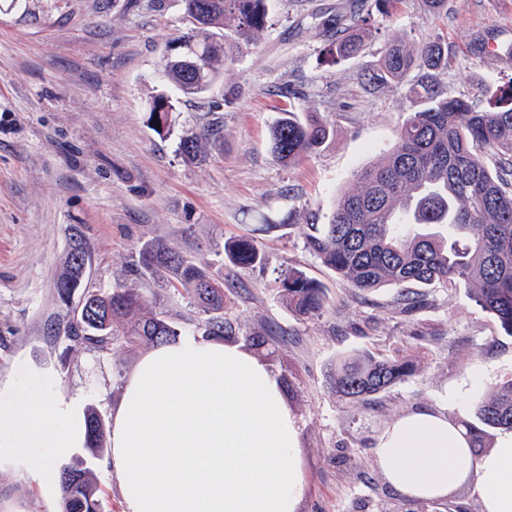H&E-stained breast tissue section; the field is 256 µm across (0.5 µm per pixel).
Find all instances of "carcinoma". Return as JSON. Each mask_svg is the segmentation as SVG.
<instances>
[{
  "label": "carcinoma",
  "mask_w": 512,
  "mask_h": 512,
  "mask_svg": "<svg viewBox=\"0 0 512 512\" xmlns=\"http://www.w3.org/2000/svg\"><path fill=\"white\" fill-rule=\"evenodd\" d=\"M196 28L180 36L190 55H201L189 70L178 58H165L163 77L186 97L206 92L222 75L224 43L215 28L251 39L266 27L267 0H184ZM349 34L331 52L332 62L359 54L369 36V20L355 19ZM448 69V42L419 46L391 44L368 77L374 90L415 73L410 95L419 108L407 113L394 148L377 164L355 175L356 188L334 202L327 224L308 225V246L322 264L352 287L370 292L384 286L400 289L399 303L414 308V286L463 284L474 301L492 314L504 334L512 336V92L488 109L450 96L438 82ZM171 102L160 97L151 108L154 130L164 132ZM332 129L314 119L301 120L290 110L270 129L272 154L292 164L318 151ZM233 266L249 269L264 262L253 237H241L226 249ZM90 244L71 228L66 256L56 281L61 301L84 285ZM164 268L203 312L211 314L206 336L230 337L224 322V288L211 287L205 268L163 249L145 247L134 275ZM286 303L304 317L321 314L324 292L302 272L290 270L281 280ZM89 312L62 330L68 340L109 351L127 343L161 344L180 331L146 311V298L134 288L116 286L90 293ZM415 374L408 362L363 353L336 363V394L359 403L384 393ZM476 422L467 424L473 447H484L486 429L512 430V378L490 397L476 402ZM87 450L94 458L106 447V427L99 415L87 416ZM61 512H102L92 469L80 460L58 466Z\"/></svg>",
  "instance_id": "obj_1"
}]
</instances>
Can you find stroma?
I'll return each instance as SVG.
<instances>
[{"label": "stroma", "mask_w": 512, "mask_h": 512, "mask_svg": "<svg viewBox=\"0 0 512 512\" xmlns=\"http://www.w3.org/2000/svg\"><path fill=\"white\" fill-rule=\"evenodd\" d=\"M354 16L370 20L366 50L329 64L334 22ZM191 28L183 0H0V384L25 365L81 393L110 422L148 346L101 352L58 335L69 308L55 283L68 229L80 226L92 251L88 285L139 289L182 335H202L207 314L169 286L170 272L132 274L150 244L230 284L224 319L236 343L270 337L256 354L280 380L300 430L299 512H406L374 462L378 434L420 407L473 421L476 400L512 378V337L464 287L424 288L422 306L409 313L395 288L362 295L321 263L306 237L353 189L355 172L393 148L415 107L408 82L368 91L384 49L444 35V88L489 107L512 90V62L500 57L512 48V0H448L439 16L422 0H396L386 15L375 0H270L264 31L248 43L228 35L221 79L186 97L162 70L170 41ZM488 41L497 54L484 51ZM162 96L174 110L160 135L149 116ZM285 108L333 130L318 153L291 166L274 161L268 138ZM213 123L223 131L220 148L202 143L199 159L185 161L181 139ZM267 222L277 228L256 235L264 263L233 267L225 243ZM291 268L321 284V315L306 318L286 304L279 278ZM363 352L411 361L416 373L370 401L344 404L330 371L340 356ZM66 459L86 460L106 512H124L110 453L93 459L73 448ZM0 512H60L57 479L0 460Z\"/></svg>", "instance_id": "obj_1"}]
</instances>
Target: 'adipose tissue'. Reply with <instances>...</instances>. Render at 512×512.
I'll return each mask as SVG.
<instances>
[{
	"label": "adipose tissue",
	"instance_id": "adipose-tissue-1",
	"mask_svg": "<svg viewBox=\"0 0 512 512\" xmlns=\"http://www.w3.org/2000/svg\"><path fill=\"white\" fill-rule=\"evenodd\" d=\"M108 443L125 512H297L303 495L299 428L280 380L218 337L144 353L112 408ZM85 444L81 395L17 366L0 387V459L48 479ZM374 458L404 498L443 500L468 487L480 512H512V431L477 456L461 420L420 408L379 435Z\"/></svg>",
	"mask_w": 512,
	"mask_h": 512
}]
</instances>
